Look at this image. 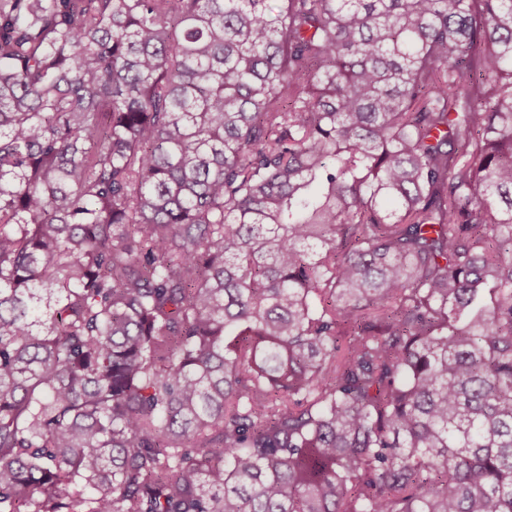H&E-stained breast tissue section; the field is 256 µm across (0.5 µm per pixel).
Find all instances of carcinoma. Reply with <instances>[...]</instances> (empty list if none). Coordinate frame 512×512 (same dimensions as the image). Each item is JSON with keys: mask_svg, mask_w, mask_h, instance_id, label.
<instances>
[{"mask_svg": "<svg viewBox=\"0 0 512 512\" xmlns=\"http://www.w3.org/2000/svg\"><path fill=\"white\" fill-rule=\"evenodd\" d=\"M0 0V512H512V0Z\"/></svg>", "mask_w": 512, "mask_h": 512, "instance_id": "obj_1", "label": "carcinoma"}]
</instances>
